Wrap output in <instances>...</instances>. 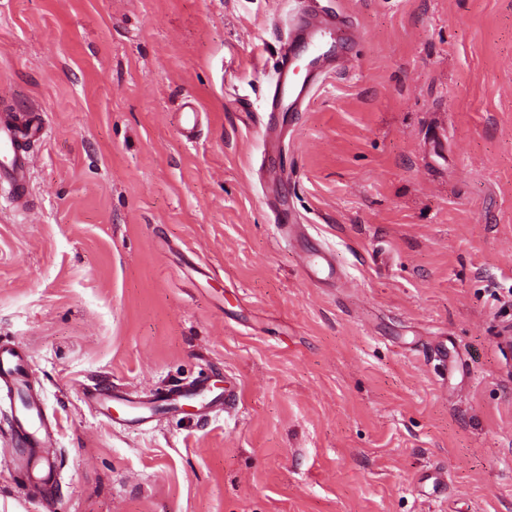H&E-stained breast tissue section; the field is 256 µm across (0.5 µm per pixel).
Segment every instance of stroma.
Masks as SVG:
<instances>
[{
	"label": "stroma",
	"instance_id": "obj_1",
	"mask_svg": "<svg viewBox=\"0 0 512 512\" xmlns=\"http://www.w3.org/2000/svg\"><path fill=\"white\" fill-rule=\"evenodd\" d=\"M309 8L360 37L269 114ZM5 112L49 130L0 189V346L55 512H512V0H0ZM205 378L235 405L91 399ZM20 446L2 388L0 512H41ZM31 370L30 357H24L13 348L0 346V381L16 389L26 388ZM23 421L18 420L17 434L26 448H32L31 452L16 461L17 468L32 471L38 467L41 472V480L45 483L53 482L56 472V454L45 453L43 448L54 446L55 440L41 422L39 424L30 418L33 412L40 415V407L34 398L24 404Z\"/></svg>",
	"mask_w": 512,
	"mask_h": 512
}]
</instances>
